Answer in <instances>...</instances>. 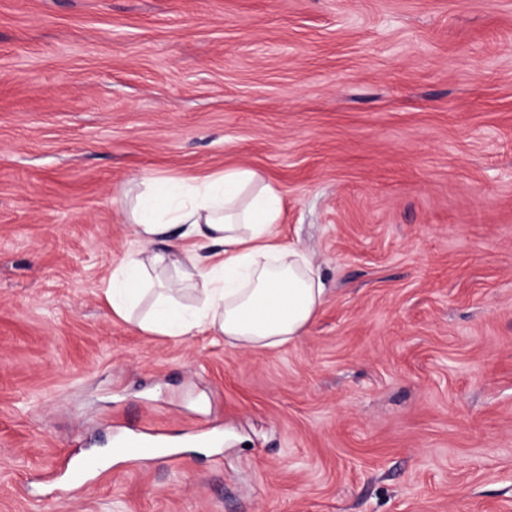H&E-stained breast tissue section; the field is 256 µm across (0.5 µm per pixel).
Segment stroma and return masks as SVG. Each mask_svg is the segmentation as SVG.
Wrapping results in <instances>:
<instances>
[{"instance_id":"1","label":"stroma","mask_w":512,"mask_h":512,"mask_svg":"<svg viewBox=\"0 0 512 512\" xmlns=\"http://www.w3.org/2000/svg\"><path fill=\"white\" fill-rule=\"evenodd\" d=\"M234 168L307 335L113 317L132 183ZM118 424L222 442L65 491ZM0 512H512V0H0Z\"/></svg>"}]
</instances>
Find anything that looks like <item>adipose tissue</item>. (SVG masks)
<instances>
[{
	"instance_id": "obj_1",
	"label": "adipose tissue",
	"mask_w": 512,
	"mask_h": 512,
	"mask_svg": "<svg viewBox=\"0 0 512 512\" xmlns=\"http://www.w3.org/2000/svg\"><path fill=\"white\" fill-rule=\"evenodd\" d=\"M140 185L129 222L149 250L103 284L115 316L164 336L208 331L249 352L306 335L326 288L310 258L280 241L281 200L270 182L239 168Z\"/></svg>"
}]
</instances>
